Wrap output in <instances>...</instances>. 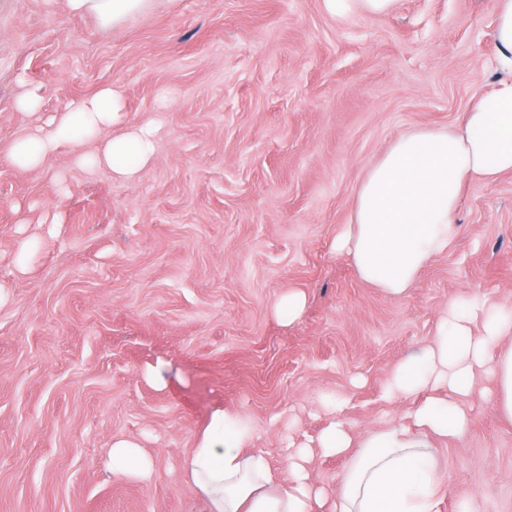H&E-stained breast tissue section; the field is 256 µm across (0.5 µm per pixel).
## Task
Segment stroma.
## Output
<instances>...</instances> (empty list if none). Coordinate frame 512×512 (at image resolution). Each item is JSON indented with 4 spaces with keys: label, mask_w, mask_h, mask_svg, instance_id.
Wrapping results in <instances>:
<instances>
[{
    "label": "stroma",
    "mask_w": 512,
    "mask_h": 512,
    "mask_svg": "<svg viewBox=\"0 0 512 512\" xmlns=\"http://www.w3.org/2000/svg\"><path fill=\"white\" fill-rule=\"evenodd\" d=\"M499 0H398L329 16L322 0H157L117 27L66 0H0V512H193L181 461L218 409L251 418L283 471L288 442L333 420H401L388 371L475 292L512 303V174L468 185L459 235L405 294L336 257L368 162L414 125L458 123L511 73L495 57ZM112 87L125 127L159 126L129 179L60 150L37 170L12 140ZM33 91L37 111L17 98ZM25 266H18L19 255ZM306 295L299 321L274 305ZM482 373L474 423L433 440L465 495L512 512V425ZM342 401L341 411L323 403ZM155 460L109 465L116 438ZM112 473L139 480H149L154 472V460L147 455L140 444L128 438H119L110 450Z\"/></svg>",
    "instance_id": "obj_1"
}]
</instances>
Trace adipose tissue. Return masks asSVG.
<instances>
[{
	"label": "adipose tissue",
	"mask_w": 512,
	"mask_h": 512,
	"mask_svg": "<svg viewBox=\"0 0 512 512\" xmlns=\"http://www.w3.org/2000/svg\"><path fill=\"white\" fill-rule=\"evenodd\" d=\"M152 2L67 0V6L109 28L146 13ZM123 121L120 92L104 88L14 140L10 161L32 170L65 147L79 162L134 177L152 157L155 130H127ZM510 172L512 78L480 94L458 125H416L398 135L368 165L333 250L365 282L403 295L456 240L465 186ZM484 369L494 378L493 408L512 422V305L473 293L449 304L433 335L383 385L385 399L416 397L408 424L366 430L357 442L338 422L323 431L320 450L347 457L330 492L315 483L306 449H289L284 473L274 475L264 454L249 446L252 421L215 411L182 463L195 512H322L327 504L331 512H438L448 480L430 441L456 439L470 428L467 402ZM110 458L115 475L145 481L153 475V458L135 440H115Z\"/></svg>",
	"instance_id": "obj_1"
}]
</instances>
